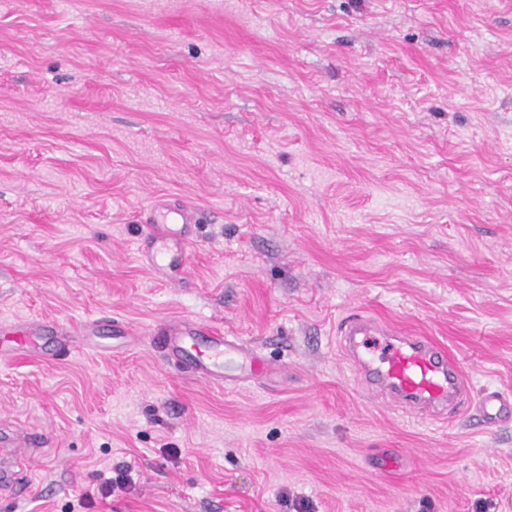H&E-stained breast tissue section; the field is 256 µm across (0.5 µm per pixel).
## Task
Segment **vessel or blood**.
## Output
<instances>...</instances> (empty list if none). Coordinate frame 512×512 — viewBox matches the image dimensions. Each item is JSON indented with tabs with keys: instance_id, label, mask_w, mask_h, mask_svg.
I'll use <instances>...</instances> for the list:
<instances>
[{
	"instance_id": "b4317fda",
	"label": "vessel or blood",
	"mask_w": 512,
	"mask_h": 512,
	"mask_svg": "<svg viewBox=\"0 0 512 512\" xmlns=\"http://www.w3.org/2000/svg\"><path fill=\"white\" fill-rule=\"evenodd\" d=\"M196 222V210L189 202L155 198L143 220V262L162 279H181ZM337 330L340 348L360 384L379 403L443 424L472 410L489 424L512 419V396L498 391L486 392L478 408L470 407L469 381L457 359L431 337L358 312L344 317ZM50 334L60 347L70 348L72 337L59 334L54 325L38 321L2 325L0 335L7 344L0 346V358L35 351ZM156 342L187 372L219 387L256 382L280 371L277 363L239 337L189 319L171 320Z\"/></svg>"
}]
</instances>
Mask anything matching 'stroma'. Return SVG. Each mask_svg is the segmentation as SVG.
Instances as JSON below:
<instances>
[{
	"label": "stroma",
	"mask_w": 512,
	"mask_h": 512,
	"mask_svg": "<svg viewBox=\"0 0 512 512\" xmlns=\"http://www.w3.org/2000/svg\"><path fill=\"white\" fill-rule=\"evenodd\" d=\"M163 194L180 287L138 255ZM358 309L512 393V0H0V323L134 329L0 360L42 463L0 512H512V421L374 404ZM175 318L285 371L191 378ZM142 222L146 230L142 261L164 280L181 279L193 244V226L198 224L196 209L185 200L157 197Z\"/></svg>",
	"instance_id": "obj_1"
}]
</instances>
